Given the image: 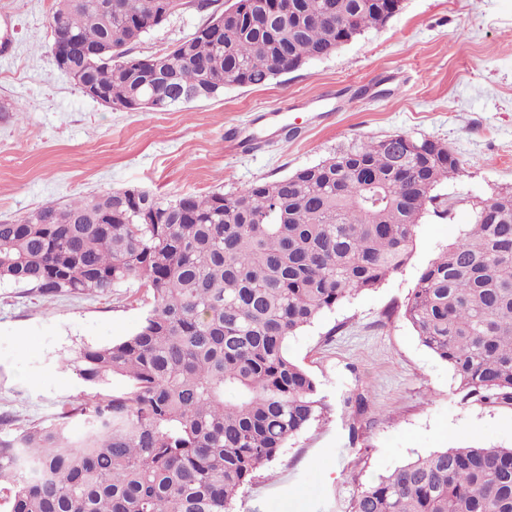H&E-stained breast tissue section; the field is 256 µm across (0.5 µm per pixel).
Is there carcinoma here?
<instances>
[{
    "label": "carcinoma",
    "instance_id": "cac0c4a2",
    "mask_svg": "<svg viewBox=\"0 0 512 512\" xmlns=\"http://www.w3.org/2000/svg\"><path fill=\"white\" fill-rule=\"evenodd\" d=\"M171 0H55L51 49L119 107L166 112L190 93L257 87L333 55L395 13L389 0H231L173 49L131 45ZM345 23L338 27L326 12ZM353 143L239 190L160 198L117 189L0 223V280L41 295H106L130 278L153 308L130 336L82 348L93 395L49 425L0 436L4 512H231L256 473L324 406L288 342L410 260L447 146L401 135ZM421 272L404 317L446 362L461 402L512 408V187ZM85 417L74 435L69 420ZM351 512H512V448L451 446L365 487Z\"/></svg>",
    "mask_w": 512,
    "mask_h": 512
}]
</instances>
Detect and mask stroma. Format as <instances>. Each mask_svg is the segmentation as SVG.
Here are the masks:
<instances>
[{"label":"stroma","instance_id":"obj_1","mask_svg":"<svg viewBox=\"0 0 512 512\" xmlns=\"http://www.w3.org/2000/svg\"><path fill=\"white\" fill-rule=\"evenodd\" d=\"M54 0H0V222L37 207L138 187L164 198L232 192L311 166L353 141L405 135L445 144L463 176L439 184L407 265L323 312L289 345L315 378L323 418L260 470L234 512H348L394 468L456 445L512 448V409L460 401L446 362L404 318L422 269L512 186V0H404L387 24L267 85L228 88L169 112H126L84 96L49 50ZM186 6L133 46L170 50L205 21ZM153 300L132 278L106 296L46 298L0 281V417L53 422L97 392L76 351L133 333ZM365 394L363 414L345 398ZM356 441H349V429Z\"/></svg>","mask_w":512,"mask_h":512}]
</instances>
